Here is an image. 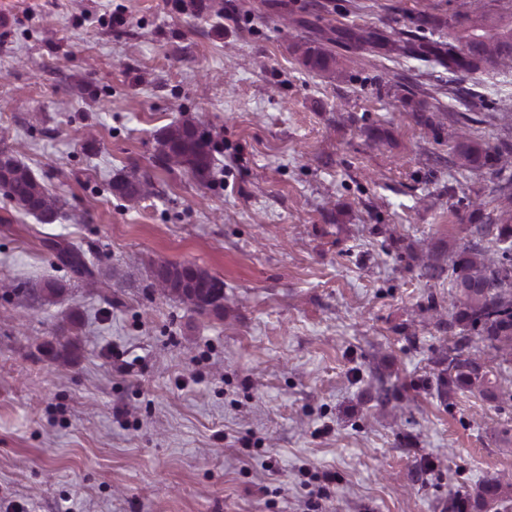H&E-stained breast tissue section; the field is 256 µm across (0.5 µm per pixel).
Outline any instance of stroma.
<instances>
[{
  "instance_id": "obj_1",
  "label": "stroma",
  "mask_w": 512,
  "mask_h": 512,
  "mask_svg": "<svg viewBox=\"0 0 512 512\" xmlns=\"http://www.w3.org/2000/svg\"><path fill=\"white\" fill-rule=\"evenodd\" d=\"M223 6L0 0V147L68 202L52 224L0 203V280L70 282L50 307L0 299V512H455L512 474V400L437 395L457 332L421 268L512 194V167L451 163L460 112L512 144V71L345 49L336 79L291 49L314 21L404 32L467 0ZM186 119L213 135L211 184L156 160ZM134 169L153 194L111 195ZM64 241L111 266L116 304L52 265ZM162 261L222 279L223 315L152 288Z\"/></svg>"
}]
</instances>
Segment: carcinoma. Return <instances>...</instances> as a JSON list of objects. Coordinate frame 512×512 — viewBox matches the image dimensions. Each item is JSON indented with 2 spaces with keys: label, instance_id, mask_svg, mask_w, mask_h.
Masks as SVG:
<instances>
[{
  "label": "carcinoma",
  "instance_id": "carcinoma-1",
  "mask_svg": "<svg viewBox=\"0 0 512 512\" xmlns=\"http://www.w3.org/2000/svg\"><path fill=\"white\" fill-rule=\"evenodd\" d=\"M448 42L392 39L380 30L346 27L332 30L333 36L318 34L301 38L294 52L306 68L341 75L338 55L326 47L336 43L373 57H413L435 62L449 70L476 73L512 61V17L492 16L476 10L450 18ZM215 150L211 132L200 122L185 120L166 127L157 139V157L172 163L200 184L210 182ZM512 145L491 150L484 144L458 135L452 146V163L461 171L488 169L500 172L504 153ZM153 186L147 173L120 174L109 182L111 193L126 201H136ZM0 199L17 212L33 215L43 224H52L62 213L66 200L53 193L27 165L9 149L0 148ZM473 233L478 242L448 254L452 273L448 281L451 311L448 326H462L460 341L445 358L447 367L436 383L437 394L447 398L456 388H475L485 398L497 397V384L488 377L484 360L468 350L476 341L494 353L500 364L512 365V224L498 227L477 224ZM52 262L66 269L76 280H96L99 266L86 252L70 243L51 245ZM152 278L163 294L199 314L224 311V281L193 263L162 262ZM68 290L60 281H42L30 288H9L4 296L22 294L41 305L57 303ZM512 504V480L493 476L481 481L460 499L461 512H507Z\"/></svg>",
  "mask_w": 512,
  "mask_h": 512
}]
</instances>
